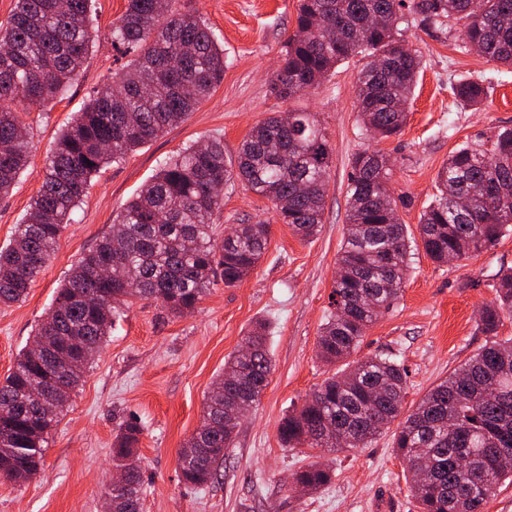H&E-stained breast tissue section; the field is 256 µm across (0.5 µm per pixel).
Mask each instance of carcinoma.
Segmentation results:
<instances>
[{
	"label": "carcinoma",
	"instance_id": "cac0c4a2",
	"mask_svg": "<svg viewBox=\"0 0 512 512\" xmlns=\"http://www.w3.org/2000/svg\"><path fill=\"white\" fill-rule=\"evenodd\" d=\"M176 0H127L112 23V46L134 53L119 79L102 85L59 136L38 194L10 244L0 248V305L25 299L54 253L92 176L120 164L139 147L185 121L224 76V46L199 15ZM92 0H16L0 27V101L47 104L64 95L83 71L91 36ZM423 27L463 23V44L512 68V0H300L296 28L285 42L272 89L292 99L318 87L341 62L362 56L357 120L381 139L405 127L419 73V51L403 38L409 20ZM456 99L478 106L480 81L453 87ZM29 130L17 113L0 111V198L7 197L29 160ZM332 148L312 113L296 110L286 123L259 122L234 160L213 139L182 148L117 216L112 232L83 255L0 384V474L13 483L37 474L44 435L59 422L86 366L99 353L120 308L139 296L174 316L193 312L211 288H231L262 259L268 225L238 224L217 240L210 232L224 204V186L241 181L267 198L282 223L303 239L322 223ZM389 159L365 148L351 159L347 222L333 283L335 310L322 325L317 355L345 362L279 425L290 448H365L393 431V448L412 474L420 512H484L497 487L512 482V337L497 338L512 317V268L496 275V302L482 308L476 328L494 339L430 389L407 415V370L389 355L353 358L367 330L398 300L419 248L435 262L471 258L512 231V128L487 144L453 151L438 170L436 194L420 218V241L401 224L389 182ZM466 195L468 209L456 199ZM108 270L102 275V270ZM241 353L224 361L196 433L183 445L181 480L201 487L224 462L240 419L268 385L266 326L256 324ZM396 429H391L392 425ZM140 428L127 423L112 443L120 487L116 512H142L137 456ZM331 470L312 464L295 480L317 490Z\"/></svg>",
	"mask_w": 512,
	"mask_h": 512
}]
</instances>
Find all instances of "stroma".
<instances>
[{
  "label": "stroma",
  "instance_id": "35a3bbf8",
  "mask_svg": "<svg viewBox=\"0 0 512 512\" xmlns=\"http://www.w3.org/2000/svg\"><path fill=\"white\" fill-rule=\"evenodd\" d=\"M178 2L223 40L224 79L185 122L93 177L27 298L0 306V380L29 345L74 263L111 230L116 215L161 162L192 142L219 138L232 159L252 127L270 113H313L333 149L320 230L313 238H300L281 223L266 198L240 182L226 185L213 233L220 239L237 224H268L258 266L236 287L214 286L189 315L169 316L158 302L133 300L48 435L37 474L23 484L0 482V512H104L112 440L130 421L141 429L143 512H419L391 434L366 448L289 449L281 443L278 425L335 371L318 358L316 342L334 309L331 293L346 225L350 159L370 145L390 159V191L399 220L409 236H417L448 156L512 127V69L465 49L458 24H410L404 36L420 50L424 69L409 119L399 136L374 143L357 123L360 58L338 65L305 95L288 100L273 94L272 79L295 28L298 0ZM126 5V0H94L92 47L82 74L63 100L23 113L31 132L30 163L11 194L0 200V248L25 218L62 130L99 86L121 72L127 57L113 47L108 32ZM468 79L483 80L489 89L480 106L461 105L453 95V85ZM507 268H512V234L454 263L439 264L416 251L399 300L367 330L359 349L363 357L396 356L406 367L404 411L485 345L486 336L475 329L476 315L495 301L493 278ZM259 320L270 326L269 384L242 418L214 482L188 487L180 477L178 450L195 433L204 395L225 359L241 349ZM314 462L332 468L331 483L315 491L294 489V474Z\"/></svg>",
  "mask_w": 512,
  "mask_h": 512
}]
</instances>
